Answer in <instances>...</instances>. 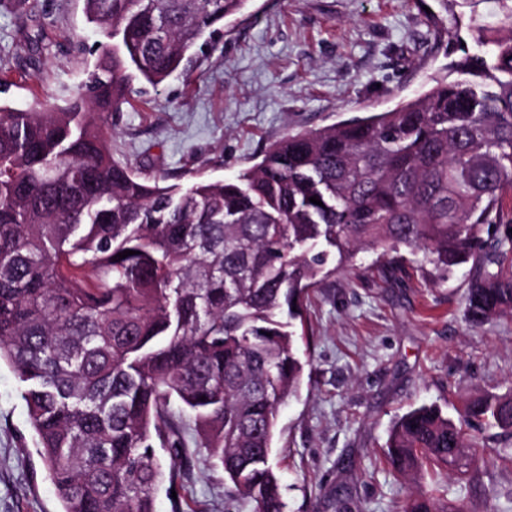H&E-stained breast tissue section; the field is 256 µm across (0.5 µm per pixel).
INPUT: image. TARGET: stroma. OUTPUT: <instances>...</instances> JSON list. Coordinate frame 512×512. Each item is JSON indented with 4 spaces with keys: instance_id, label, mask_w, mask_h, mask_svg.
Masks as SVG:
<instances>
[{
    "instance_id": "obj_1",
    "label": "stroma",
    "mask_w": 512,
    "mask_h": 512,
    "mask_svg": "<svg viewBox=\"0 0 512 512\" xmlns=\"http://www.w3.org/2000/svg\"><path fill=\"white\" fill-rule=\"evenodd\" d=\"M40 22L0 12V104L66 106L102 53L82 0H39ZM500 36V0H248L189 73L132 94L112 118L117 160L171 182L224 179L284 134L381 112L419 95L448 65L458 14ZM43 33L46 50L30 44ZM467 267L441 274L421 254H358L308 294L298 393L280 409L272 463L287 512H404L442 485L469 512H512V436L485 431L462 474L396 473L393 423L433 404L456 418L473 394H512V316L466 319ZM156 512H252L227 498L222 469L192 448ZM0 512H62L37 452L12 365L0 363Z\"/></svg>"
}]
</instances>
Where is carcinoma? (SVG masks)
<instances>
[{
	"mask_svg": "<svg viewBox=\"0 0 512 512\" xmlns=\"http://www.w3.org/2000/svg\"><path fill=\"white\" fill-rule=\"evenodd\" d=\"M246 2L84 0L112 50L76 97L0 108V360L63 512H155L156 448L176 466L189 421L229 496L286 512L270 458L302 383L295 321L319 277L361 250L422 249L445 273L469 263L468 322L512 314L511 25L488 39L470 18L474 52L422 94L287 133L227 179L170 184L112 156L106 127L133 79L156 88L188 72L199 41ZM484 425L512 432V395L469 400L457 424L408 411L388 461L413 476L467 470ZM406 512L467 509L425 493Z\"/></svg>",
	"mask_w": 512,
	"mask_h": 512,
	"instance_id": "carcinoma-1",
	"label": "carcinoma"
}]
</instances>
